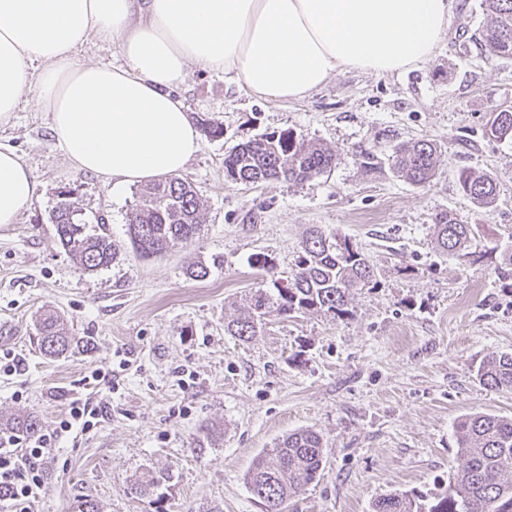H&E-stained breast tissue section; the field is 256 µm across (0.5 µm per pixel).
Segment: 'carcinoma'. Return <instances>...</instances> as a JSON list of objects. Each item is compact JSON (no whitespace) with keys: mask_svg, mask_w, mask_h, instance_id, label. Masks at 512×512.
<instances>
[{"mask_svg":"<svg viewBox=\"0 0 512 512\" xmlns=\"http://www.w3.org/2000/svg\"><path fill=\"white\" fill-rule=\"evenodd\" d=\"M488 23L476 41L488 53L512 59V0H482ZM485 134L499 141H512V110L496 113L487 122ZM438 147L427 139L401 142L383 159L372 147L361 146L358 157L367 173L382 171L383 165L413 185L424 186L435 175ZM337 154L321 142L306 140L289 129L262 133L238 143L224 157V173L235 184L245 186L267 181L304 183L335 167ZM463 192L479 206L491 205L497 197L493 176L480 169L460 173ZM80 186L66 184L56 189L50 212L61 246L85 272L109 266L119 247L107 233L105 218L85 217L80 204ZM127 213V232L133 252L150 258L174 244L195 238L203 222L197 191L179 177H166L135 192ZM474 224H463L450 212L435 218V233L442 252L471 257L477 262L488 254H499L497 269L502 278L512 277V250L498 252L494 246L472 249ZM374 268L364 253L347 238L330 237L319 227L309 230L302 242L297 269L255 289L247 306L227 324V331L242 341L257 333V325L270 317L288 318L311 313L340 318L350 293L366 286ZM41 353L47 358L66 355L80 343L55 312L43 314L38 324ZM476 378L492 390L512 389V353L482 360ZM458 452L464 466L449 481L448 493L428 504L414 492L388 495L373 504V512H512V418L474 413L454 426ZM325 463L323 437L306 429L285 436L268 456L258 458L247 474L251 493L265 512H283L286 500L313 482ZM167 476L151 475L131 484L130 491L150 496Z\"/></svg>","mask_w":512,"mask_h":512,"instance_id":"obj_1","label":"carcinoma"}]
</instances>
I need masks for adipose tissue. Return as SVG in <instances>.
Listing matches in <instances>:
<instances>
[{
  "label": "adipose tissue",
  "mask_w": 512,
  "mask_h": 512,
  "mask_svg": "<svg viewBox=\"0 0 512 512\" xmlns=\"http://www.w3.org/2000/svg\"><path fill=\"white\" fill-rule=\"evenodd\" d=\"M453 0H0V125L37 92L78 170L123 185L176 176L201 135L176 93L190 66L256 99L306 98L339 70L384 77L436 54ZM122 65L78 62L90 37ZM0 144V225L41 195Z\"/></svg>",
  "instance_id": "ef3b65f1"
}]
</instances>
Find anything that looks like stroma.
Instances as JSON below:
<instances>
[{"mask_svg":"<svg viewBox=\"0 0 512 512\" xmlns=\"http://www.w3.org/2000/svg\"><path fill=\"white\" fill-rule=\"evenodd\" d=\"M481 0H454L437 55L389 77L332 74L302 100L259 101L223 73L191 67L178 89L193 120L224 127L202 139L181 177L204 203L192 242L143 259L126 214L135 185L111 187L75 169L49 130L36 94L25 96L0 143L14 147L42 194L0 228V424L36 417L52 433L73 398L104 408L96 427L64 436L49 460L32 512H265L251 493L254 460L288 433L324 438L319 476L283 512H372L386 495L435 501L462 467L454 426L463 416H512V390L481 385L473 367L512 352V279L496 260L442 253L437 214L478 225L480 241L512 248V142L484 134L492 113L512 110V59L476 42ZM293 130L336 149L329 173L302 185L253 188L224 174V157L258 134ZM435 140L436 174L424 186L391 171L365 174L355 150ZM489 172L488 207L461 190L462 169ZM80 185L87 216L104 214L120 247L107 268L80 270L49 220L58 186ZM352 240L375 271L332 319H270L238 340L224 321L262 281L291 276L311 225ZM267 257L268 268L256 265ZM210 269L189 278L188 264ZM88 337L67 357H44L36 321L45 309ZM165 471L157 494H132L134 479Z\"/></svg>","mask_w":512,"mask_h":512,"instance_id":"1","label":"stroma"}]
</instances>
